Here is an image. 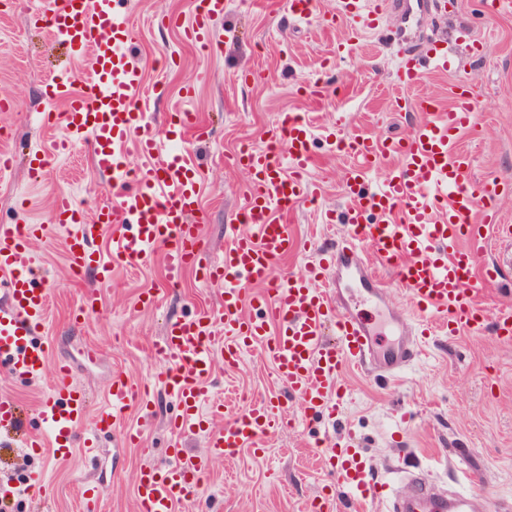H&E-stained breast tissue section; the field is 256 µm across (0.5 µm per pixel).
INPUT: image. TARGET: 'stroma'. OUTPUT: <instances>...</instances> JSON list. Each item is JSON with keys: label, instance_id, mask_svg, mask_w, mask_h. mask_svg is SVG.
I'll return each mask as SVG.
<instances>
[{"label": "stroma", "instance_id": "1", "mask_svg": "<svg viewBox=\"0 0 512 512\" xmlns=\"http://www.w3.org/2000/svg\"><path fill=\"white\" fill-rule=\"evenodd\" d=\"M401 3L388 9L378 26L362 32L352 53L336 63L337 42L351 36L340 0H318L308 21L293 15L288 0H229L213 27L215 50L208 54L183 35L184 24L193 18V0H128L135 29L128 51L142 68L154 130H161L175 107L197 114L208 126L207 135L191 140L188 148L201 175L200 237L213 260L224 257L225 227L233 223L249 182L245 169L225 165V157L246 145L263 149L272 142L287 153V141L272 137L282 116L307 119L313 158L308 177L320 194L288 216L298 246L278 264L282 275L301 273L321 248L335 245L344 234L350 204L344 173L350 158L337 150L331 134L337 119H344L348 135L406 137L421 115L403 108V100L422 95L444 108L453 88L464 86L480 104L478 125L461 135L456 148L471 157L475 179L505 185L491 205L482 256L483 263L497 266L498 276L474 278L472 286L490 313L512 310V237L496 230L512 225V12H494L492 0ZM36 6V0H0V100L15 104L0 111V128L7 132L0 149L11 157L8 170L0 172V223H13L21 209L28 223H46L62 191L74 196L89 222L113 196L84 146L51 154L41 182L28 181L30 158L62 135L42 122L45 112L64 109L63 103L49 102L48 81L66 72L82 80L92 66L91 53L75 54L32 20ZM434 47L448 48L454 70L431 71L418 86L398 87V52L423 55ZM315 81L326 88L318 98L304 90ZM188 85L195 96L186 102L182 95ZM67 236V228L54 226L48 238L30 242L39 272L35 286L50 291L45 326L33 341L48 344L50 365L59 361L73 367L76 383L89 398L88 414L104 406L117 373L148 385L147 403L129 405L114 425L99 431L94 451L77 447L68 459L58 460L37 412L52 392L50 365L31 376L0 364V396L15 400L25 413L27 431L42 437L38 448L0 444V487H15L35 474L44 477L41 490L26 488L14 495L10 512H83L89 485L101 491L99 512H138L135 488L142 469L165 463L173 444L189 456L206 453L203 432L173 433L171 423L180 409L153 380L162 362L151 345L169 322L217 308L222 290L193 269L169 285L160 248L147 262L115 267L110 286H100L94 271L72 275ZM365 258L381 282L386 308L364 303L361 315L378 322L391 314L415 325L417 317L393 269L374 253ZM93 289L98 292L95 314L72 322L82 293ZM146 292L157 295L156 306L139 304ZM432 330L419 355L400 372L345 368L337 380L334 417L308 414L293 400L284 412L285 426L268 437L262 453L245 449L230 459L208 458L203 498L177 504L174 512H310L319 503L358 512L357 502L337 486L327 453L316 445L333 433L354 434L378 463L379 479L396 493L407 494L411 474L427 471L441 488L498 497L512 512V341L494 336L488 326L454 336L440 323ZM90 347L100 351L96 360L84 356ZM244 392L255 398L280 393L262 346L251 348L235 366L217 363L210 379L211 395L230 401L226 416L240 413L236 397ZM130 431L138 433V442L125 441ZM471 473L481 476V484L469 483Z\"/></svg>", "mask_w": 512, "mask_h": 512}]
</instances>
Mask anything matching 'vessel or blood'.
<instances>
[{"instance_id":"obj_1","label":"vessel or blood","mask_w":512,"mask_h":512,"mask_svg":"<svg viewBox=\"0 0 512 512\" xmlns=\"http://www.w3.org/2000/svg\"><path fill=\"white\" fill-rule=\"evenodd\" d=\"M224 8V0H197L194 20L184 30L186 39L201 50H213V24L223 17ZM345 9L362 29L377 25L381 16L363 0H345ZM36 18L51 38L67 42L74 51L91 52L95 61L80 93H73L72 78L66 73L48 84L49 100L66 104L64 111L49 116L65 134L55 147L63 150L73 142L85 143L119 199L116 205L100 208L99 223L87 224L70 194H57L51 222L71 228L67 252L72 269H94L105 284L111 263L145 261L161 245L166 278L178 283L202 251L200 186L193 155L165 153L163 144L204 136L205 125L191 113L171 112L164 139L153 134L148 114L136 106L142 79L139 65L126 51L132 39L128 19L113 10L112 0H49ZM107 28L112 29V38L103 37ZM422 79L416 53L403 51L396 67L397 84L410 87ZM414 107L423 119L407 143L351 139L348 152L354 162L345 171V184L352 203L345 239L321 250L318 263L304 275L280 279L275 268L297 247L288 232V214L316 191L306 179L312 162L308 123L300 115L284 114L281 129L288 140L287 155L271 147L230 157V165L248 169L251 178L224 258L206 275L207 281L223 285L221 303L216 311L170 322L154 345L164 362L156 378L182 408L174 430L181 433L202 427L206 419L225 417L223 402L207 399L214 365L219 360L235 364L244 350L256 345L263 346L278 384L313 414L321 409L335 412L330 394L346 366L397 372L412 361L415 340L400 319L391 321L393 342L383 345L371 322L343 298H331L316 286L320 277L344 276L360 286L364 301L379 302L377 281L363 261L368 246L394 267L419 315L420 331H428L433 320L445 324L452 336L465 328L481 329L487 311L478 304L470 282L483 250L466 229L495 196L497 184L475 180L471 159L454 150L460 134L477 125L476 105L472 96L460 91L447 110L424 98ZM129 142L153 158L146 172L132 173L125 150ZM397 154L403 155V162L391 167L380 186L367 189L368 170ZM368 214L373 223H365ZM107 224L135 228L134 233L113 238L108 263L89 249ZM47 231L43 224H0V363L25 374L37 373L45 364L44 348L32 344L31 338L43 325L49 293L34 286L29 242ZM251 284L263 287L256 296L262 308L256 318L242 311L244 290ZM140 393L136 383L115 375L107 410L87 419L70 366L58 364L53 393L39 406L51 429L55 456L66 458L79 444L93 450L96 432L111 426ZM225 419L223 427L208 433L206 457H188L175 447L170 463L141 471L140 512H173L176 503L202 498L207 457H231L244 448L260 450L265 437L285 423L276 397L254 400L245 412ZM322 445L334 461L337 485L361 507L389 499L387 484L373 478L374 463L362 456L353 440L327 438ZM410 482L411 497L395 505L394 512H471L472 499L442 492L426 474L413 475Z\"/></svg>"}]
</instances>
